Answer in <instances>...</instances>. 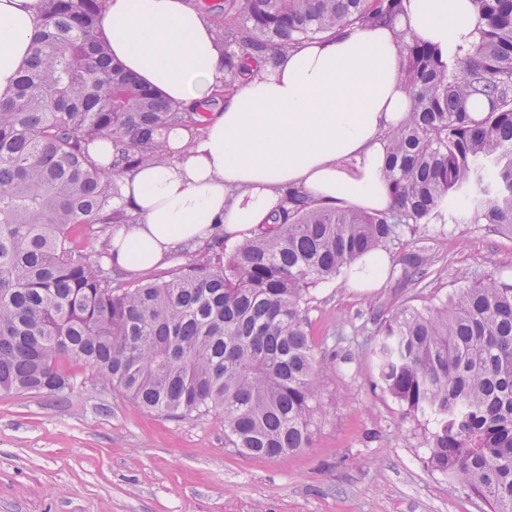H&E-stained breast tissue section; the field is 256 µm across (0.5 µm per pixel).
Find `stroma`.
<instances>
[{"label": "stroma", "mask_w": 512, "mask_h": 512, "mask_svg": "<svg viewBox=\"0 0 512 512\" xmlns=\"http://www.w3.org/2000/svg\"><path fill=\"white\" fill-rule=\"evenodd\" d=\"M387 251L382 287L339 278L313 291L308 330L333 370L311 447L245 456L225 447L220 416L150 414L81 380L63 399L0 394V512H489L425 466L417 423L377 387L369 350L379 319L402 306L489 277L512 284V232L420 224Z\"/></svg>", "instance_id": "1"}]
</instances>
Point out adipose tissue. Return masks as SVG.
<instances>
[{
    "instance_id": "obj_1",
    "label": "adipose tissue",
    "mask_w": 512,
    "mask_h": 512,
    "mask_svg": "<svg viewBox=\"0 0 512 512\" xmlns=\"http://www.w3.org/2000/svg\"><path fill=\"white\" fill-rule=\"evenodd\" d=\"M40 23L38 0H0V100ZM474 26L469 0H402L393 25H354L276 60L256 58L228 88L224 46L194 0H105L98 35L113 58L170 103L210 108L201 127L171 134L165 163L122 177L116 204L135 221L113 227L107 263L148 269L219 228L243 241L294 191L322 206L390 211L387 135L412 110L405 41L445 51ZM389 264L374 250L348 267L345 281L379 287Z\"/></svg>"
}]
</instances>
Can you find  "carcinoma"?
I'll list each match as a JSON object with an SVG mask.
<instances>
[{
    "label": "carcinoma",
    "mask_w": 512,
    "mask_h": 512,
    "mask_svg": "<svg viewBox=\"0 0 512 512\" xmlns=\"http://www.w3.org/2000/svg\"><path fill=\"white\" fill-rule=\"evenodd\" d=\"M471 39L448 56L408 41L409 121L389 134L395 209L314 205L299 193L231 251L164 281L112 278L101 263L121 175L164 159L162 135L199 125L113 59L98 37L103 0H40L41 31L13 95L0 100V392L63 398L75 370L140 408L224 418V443L286 458L310 447L327 365L307 330L310 288L400 227L442 219L512 228V0H470ZM400 0H224L215 24L231 85L236 47L274 55L361 23L393 24ZM483 102L472 118L469 102ZM107 140L112 161L91 160ZM102 240L88 253L74 230ZM377 385L424 418L426 466L512 512V285L458 288L379 322Z\"/></svg>",
    "instance_id": "obj_1"
}]
</instances>
